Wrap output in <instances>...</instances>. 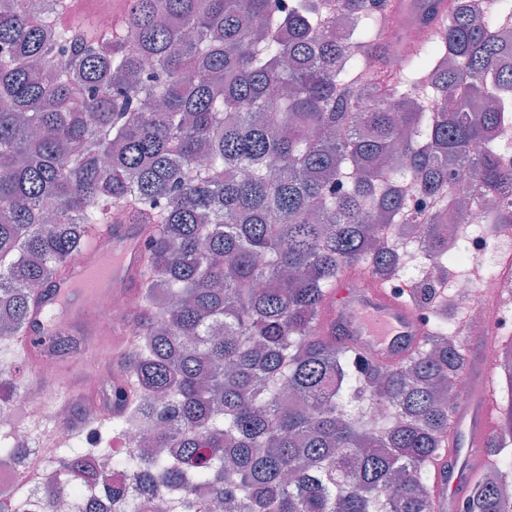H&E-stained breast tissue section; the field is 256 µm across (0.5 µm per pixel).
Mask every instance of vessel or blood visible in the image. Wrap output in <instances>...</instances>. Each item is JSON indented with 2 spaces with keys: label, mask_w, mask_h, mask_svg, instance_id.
Wrapping results in <instances>:
<instances>
[{
  "label": "vessel or blood",
  "mask_w": 512,
  "mask_h": 512,
  "mask_svg": "<svg viewBox=\"0 0 512 512\" xmlns=\"http://www.w3.org/2000/svg\"><path fill=\"white\" fill-rule=\"evenodd\" d=\"M451 8L449 0H430L414 21H407L409 0L392 12L391 26L414 25L420 38L436 36ZM145 236L131 224H109L94 246L76 257L65 278L51 282L31 316L17 347L31 361L40 360L56 330L82 322L89 314L84 299L115 289L132 291L137 283ZM321 330L357 357L394 365L419 349L430 325L399 290L356 267L346 268L330 288ZM500 428V408L492 372H484L467 403L459 407L446 446L433 458L435 512H459L474 473L487 461L486 442Z\"/></svg>",
  "instance_id": "vessel-or-blood-1"
}]
</instances>
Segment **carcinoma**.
<instances>
[{"label":"carcinoma","mask_w":512,"mask_h":512,"mask_svg":"<svg viewBox=\"0 0 512 512\" xmlns=\"http://www.w3.org/2000/svg\"><path fill=\"white\" fill-rule=\"evenodd\" d=\"M118 27L63 22L70 0H0V343L24 334L52 280L97 224L144 227L134 351L112 391V432L59 456L64 491L109 473V512H434L427 465L443 447L446 389L465 373L457 324L436 312L424 347L359 362L320 332L328 289L363 264L388 282L407 257L384 224L430 226L428 257L456 266L436 231L473 186L512 202V64L497 32L512 0H454L441 33L385 57V0H128ZM153 68L146 70L144 60ZM398 61V90H364ZM456 79L461 97L433 110ZM274 157L280 166L272 168ZM435 207L408 209L402 185ZM15 382L0 369V411ZM142 439L120 451L112 439ZM488 451L465 512H512L506 441ZM25 445L0 439V459Z\"/></svg>","instance_id":"cac0c4a2"}]
</instances>
